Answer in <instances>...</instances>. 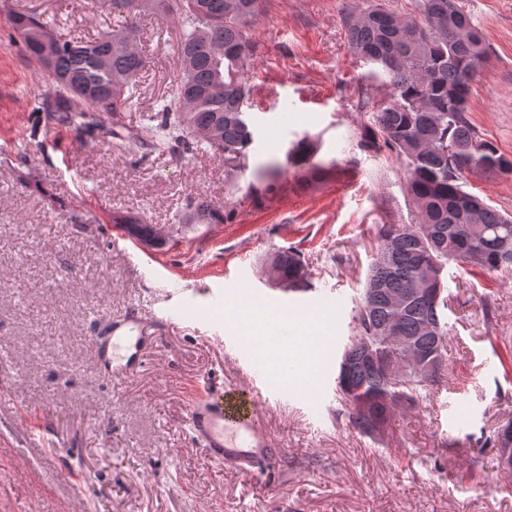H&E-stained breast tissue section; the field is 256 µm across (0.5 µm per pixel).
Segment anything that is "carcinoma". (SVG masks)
Listing matches in <instances>:
<instances>
[{"label":"carcinoma","mask_w":512,"mask_h":512,"mask_svg":"<svg viewBox=\"0 0 512 512\" xmlns=\"http://www.w3.org/2000/svg\"><path fill=\"white\" fill-rule=\"evenodd\" d=\"M420 15L400 17L381 6L353 4L344 21L354 56L368 71L364 78L388 92L370 106L360 147L376 154L389 151L400 160L407 195L413 207L409 224H382L377 253L363 288L353 297V335L337 357L336 393L341 408L357 432L368 436L376 421L388 427L394 415L415 408L423 392L437 383L445 369V340L450 328L448 264L475 273L494 274L512 268V216L482 198L468 206L464 199L470 173L512 174V160L479 136L467 113V99L487 50L483 34L459 0H419ZM119 29L107 27L90 39L57 40L52 59L43 54L42 37L51 32L41 16L13 12L12 28L47 77L48 87L36 111L45 129L73 127L94 134L92 113L112 115L106 134L134 151L161 137L175 155L210 150L235 174L246 166L254 133L246 120L250 87L245 79L250 57L249 31L264 11L263 0H105ZM163 11L178 29L175 53L182 78L178 107L165 106L147 116L140 129L121 117L128 98L124 89L145 68L134 47L137 16ZM473 32L477 41H448V26ZM482 152L468 153L473 140ZM316 145L302 140L291 159L295 168L315 177L323 167L313 162ZM186 224H222L224 213L204 201L193 202ZM268 264L290 292H306L312 271L293 249L275 251ZM441 287L438 304L412 293L424 281ZM407 296L396 311L390 297ZM392 326L398 336L419 337L426 353H439L437 365L423 370L397 346L377 339ZM371 341L381 363L361 360L364 341ZM349 363H344V357Z\"/></svg>","instance_id":"carcinoma-1"}]
</instances>
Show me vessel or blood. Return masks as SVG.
Here are the masks:
<instances>
[{
	"mask_svg": "<svg viewBox=\"0 0 512 512\" xmlns=\"http://www.w3.org/2000/svg\"><path fill=\"white\" fill-rule=\"evenodd\" d=\"M126 335L113 333L96 347L100 368L107 378H127L138 369L137 363L122 362L121 352ZM291 360L281 356L279 373L269 375L261 369L253 374L260 383V392L278 395L285 371ZM191 436L202 446L205 457L216 464L235 470L250 478L262 465L274 462L279 455L271 441L259 429L257 407L253 404L211 405L194 404L187 410Z\"/></svg>",
	"mask_w": 512,
	"mask_h": 512,
	"instance_id": "1",
	"label": "vessel or blood"
}]
</instances>
